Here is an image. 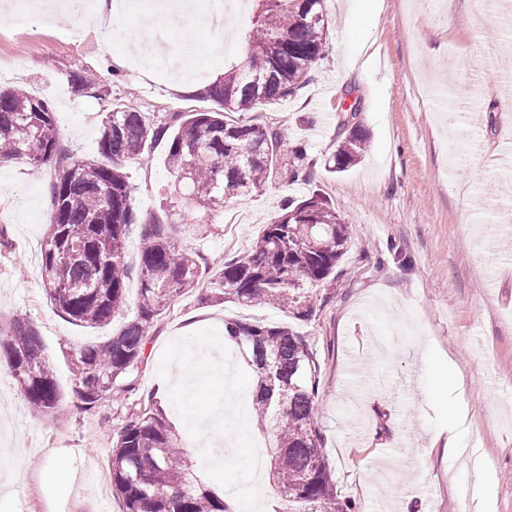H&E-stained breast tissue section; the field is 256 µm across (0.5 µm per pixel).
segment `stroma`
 <instances>
[{"label": "stroma", "instance_id": "stroma-1", "mask_svg": "<svg viewBox=\"0 0 512 512\" xmlns=\"http://www.w3.org/2000/svg\"><path fill=\"white\" fill-rule=\"evenodd\" d=\"M326 60L296 95L242 113L273 128L285 144L302 145L307 180L269 182L226 200L199 223V209L179 200L169 220L183 248L208 265L245 253L286 199L322 194L351 235L334 278L320 284L313 316L289 319L265 304L203 303L200 290L181 294L147 338L146 360L119 380L96 409L74 393L73 349L119 329H88L57 313L42 290L39 267L51 218V167L0 165V227L12 246L0 254V327L14 317L40 332L62 401L54 416L30 408L10 373H0V512H122L110 486L112 433L148 396H156L185 446L216 431L235 441L234 458L206 472L216 492L237 486L242 512H271L274 491L255 483L242 462L264 441L249 409L215 421L214 402L232 367L239 392L253 384L237 359L209 356L225 321L290 323L309 340L321 366L316 417L336 488L355 512H459V489L481 486V470L451 461L452 435L478 444L495 474L494 512H512V207L503 196L512 177L508 89L481 77L504 62L512 73V22L499 0H326ZM233 30L214 33L209 0H194L171 37L172 52L193 40L187 72L168 71L143 52L142 35L160 22L153 0L112 20V45L95 31L78 41L81 21L62 13L53 26L31 24L25 37L0 22V87H25L47 99L65 151L97 152L101 122L115 104L166 120L216 105L180 92L203 74H223L246 54L252 0H229ZM125 65L113 70V55ZM99 76L102 98L81 97L71 75ZM360 102L356 124L368 135L362 160L336 174L338 105L344 91ZM476 102L477 125L448 130L445 107ZM138 216L159 211L171 179L166 145L126 164ZM182 371L190 392L160 380ZM461 371L467 411L457 425L446 381Z\"/></svg>", "mask_w": 512, "mask_h": 512}]
</instances>
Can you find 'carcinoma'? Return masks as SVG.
<instances>
[{
  "label": "carcinoma",
  "instance_id": "cac0c4a2",
  "mask_svg": "<svg viewBox=\"0 0 512 512\" xmlns=\"http://www.w3.org/2000/svg\"><path fill=\"white\" fill-rule=\"evenodd\" d=\"M259 2L246 58L198 92L222 111L175 112L162 123L115 105L102 120L93 158L75 159L59 146L47 100L20 88L0 89V164L54 163V212L41 278L59 313L88 328L112 323L127 303L126 243L139 229L134 316L107 340L82 345L71 355L74 392L86 410L97 408L113 385L145 360L150 331L180 293L199 287L206 269L196 254L182 249L168 216L153 214L137 222L122 163L168 139L167 162L175 180L166 186V198L188 196L205 216L268 181L307 177L302 146L290 150L276 130L233 115L290 97L311 80L312 68L327 56L323 0ZM72 84L79 93L101 94L81 71ZM338 135L332 168L341 173L362 157L368 139L345 121ZM350 244L347 225L325 197L290 199L247 253L213 270L203 298L241 306L264 302L307 321L314 312L312 288L331 277ZM224 335L254 373V418L271 438L267 457L280 498L273 512H355L338 495L322 448L315 415L320 365L309 342L286 324L240 320L226 322ZM0 354L30 407L55 414L61 393L34 324L13 319L0 336ZM182 448V437L151 399L113 433L112 491L123 512H235L228 499L203 486Z\"/></svg>",
  "mask_w": 512,
  "mask_h": 512
}]
</instances>
